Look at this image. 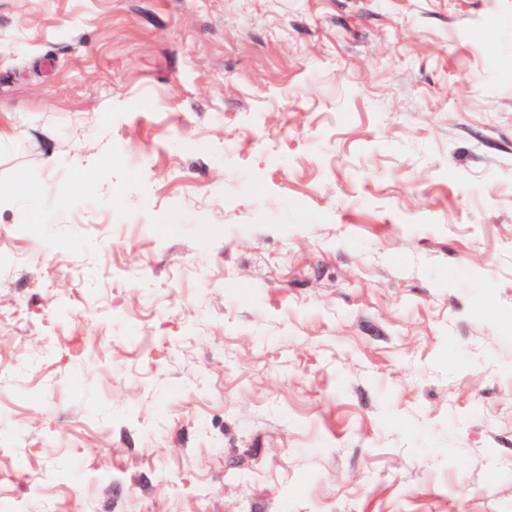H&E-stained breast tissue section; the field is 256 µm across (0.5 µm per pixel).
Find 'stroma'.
I'll use <instances>...</instances> for the list:
<instances>
[{
  "mask_svg": "<svg viewBox=\"0 0 512 512\" xmlns=\"http://www.w3.org/2000/svg\"><path fill=\"white\" fill-rule=\"evenodd\" d=\"M0 185V512H512V0H0Z\"/></svg>",
  "mask_w": 512,
  "mask_h": 512,
  "instance_id": "obj_1",
  "label": "stroma"
}]
</instances>
